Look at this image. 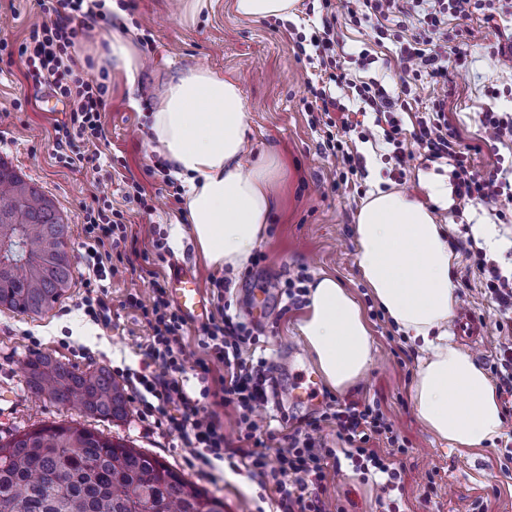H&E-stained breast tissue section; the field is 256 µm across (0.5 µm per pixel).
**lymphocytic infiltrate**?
<instances>
[{
  "label": "lymphocytic infiltrate",
  "instance_id": "f902f5d3",
  "mask_svg": "<svg viewBox=\"0 0 512 512\" xmlns=\"http://www.w3.org/2000/svg\"><path fill=\"white\" fill-rule=\"evenodd\" d=\"M39 6L45 19L33 25L19 55L29 76L49 85L57 96L72 104L66 121L56 129L58 154L64 155L67 164L99 171L102 155L94 145L104 134L102 113L107 87L76 69L71 50L79 31L71 19L78 15L108 24L112 17L104 10V0H40ZM321 10V27L309 40L318 59L319 75L316 85L310 88L312 98L305 101L304 108L323 118L327 130L325 153L334 157L340 182L349 183L361 174L362 161L350 150L346 134L354 131L367 141L378 128L385 142L393 147L398 177H405L414 155L404 148L399 115L409 109V102L389 96L377 81L359 84L349 77L335 48L337 17L331 0H321ZM418 10L423 13L420 28L400 43L402 70L437 83L447 82L450 69L465 59L463 46L451 49L436 39L446 18H467L479 12L489 23L497 14L495 0H347L351 22L374 21V31L381 39L388 33L386 20L407 17ZM356 110L374 113L373 128L359 129L351 118ZM412 137L425 153L453 157L462 198L494 207L501 215L512 211V195L504 193L502 182L494 175L474 169L469 148L461 146L441 104H433L431 111L419 118ZM82 231L83 260L88 269L85 285L91 293L79 307L93 322L104 325L108 322L105 282L112 276V250L127 240V226L116 219L111 201L103 197L95 205L84 206ZM473 263L483 276L489 298L500 310H511L512 275H503L500 267L480 250L474 252ZM127 303L139 311L149 336L140 347L143 370L127 373L126 380L137 394L144 416L166 423L180 447L203 466L219 461L233 472L246 473L263 489L271 490L277 512H345L343 506L327 496L328 473L340 466L336 450L326 447L321 436L329 427L349 444L347 457L356 470L379 474L381 491L399 486L401 469L370 446L371 441L381 439L399 451L405 445L378 402L331 400L318 417L290 427L287 447L279 449L276 456H269L264 450L265 442L276 439L278 431L263 424L259 410L275 394L272 369L265 357L250 356L257 339L245 323L230 314L228 304H217L215 313L196 329L206 356L195 362L201 389L194 397L187 392L184 379L187 357L182 340L188 323L173 306L166 288L154 285L149 299L132 294ZM212 359L224 366V382L217 389L207 384L208 362ZM206 399L216 406H234L236 438H228L215 413L204 409L202 402Z\"/></svg>",
  "mask_w": 512,
  "mask_h": 512
}]
</instances>
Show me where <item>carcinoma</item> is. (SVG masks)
Listing matches in <instances>:
<instances>
[{"instance_id":"1","label":"carcinoma","mask_w":512,"mask_h":512,"mask_svg":"<svg viewBox=\"0 0 512 512\" xmlns=\"http://www.w3.org/2000/svg\"><path fill=\"white\" fill-rule=\"evenodd\" d=\"M0 244L16 265L0 274V306L22 314L50 310L71 287L70 239L54 203L0 161ZM32 394L76 404L93 417L127 415L124 388L100 367L76 371L37 354L26 362ZM0 512H224L159 458L93 430L42 425L0 438Z\"/></svg>"}]
</instances>
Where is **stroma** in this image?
<instances>
[{
    "label": "stroma",
    "instance_id": "1",
    "mask_svg": "<svg viewBox=\"0 0 512 512\" xmlns=\"http://www.w3.org/2000/svg\"><path fill=\"white\" fill-rule=\"evenodd\" d=\"M125 19L103 26L75 19L83 35L76 46L89 54L96 42L112 30L129 33L141 65L134 85L122 74L110 73L107 107L102 114L105 136L97 147L104 166L93 173L59 162L54 150V126L65 120L71 106L59 101L46 87L28 83L18 55L34 24L43 20L37 0H0V39L8 47L0 52V158L50 198L71 227L68 251L73 264L71 288L59 303L41 315L19 314L0 307V436L24 433L44 424L64 423L85 427L153 455L166 462L207 496L224 502V512H269L271 502L258 483L234 474L229 468L209 470L191 463L165 428L142 422L134 392H127L124 419L92 417L79 408L50 399L34 400L26 385L25 362L34 354H48L79 370L104 367L117 373L137 368L138 347L148 332L141 317L125 301L129 294L148 298L153 278L170 280L173 267L189 262L201 287L210 280L228 279L226 294L231 310L257 334L258 350L274 363L294 360L293 374L282 385L312 378L316 399L296 406L286 399L273 401L274 415L296 423L319 416L331 397L339 400L379 401L383 412L406 439L405 472L398 489L380 494L371 475L356 471L343 461L331 473L329 493L346 512H384L378 497L395 502L398 512H512V460L505 446L512 442V416H506L502 435L474 450H459L436 440L419 423L411 398L418 352L397 332L386 313L373 301L356 264L354 224L356 214L374 186L395 189L430 205L439 223L448 227V245L458 260L452 269L454 283L468 282L467 300L455 313L467 312L479 320L481 336L463 342L481 367H488L500 345L512 343V325L498 328L502 315L485 295L482 279L473 265L469 247L486 249L491 259L512 269V222L498 220L483 205L464 202L454 188L452 157L418 155L402 181H395L391 145L383 138L357 143L363 158V175L357 183L337 185L336 163L321 148L324 128L312 125L302 100L308 95L316 64L299 55L293 41L301 16L285 22L269 18L247 21L233 10V0H209L196 16L179 8V0H118ZM338 18L339 48L344 66L355 81L380 82L390 95L403 88L399 41L417 25L416 18L397 17L390 35L375 41L369 22L351 23L345 0H333ZM449 44L464 34L466 60L453 70L448 84L421 79L411 85V111L402 113L405 131H412L416 113L435 99L445 102V115L462 144L477 146L473 165L481 173H496L512 183V141L486 140L480 119L493 109L512 112V67L498 57L494 46L498 31L488 28L482 15L449 20ZM369 51L370 65L358 55ZM188 66H204L238 79L249 112L246 152L256 159L276 151L286 168L278 184L280 205L274 221L241 271L207 264L191 236L173 244L165 258H140L152 232L170 237L177 224H186L183 206L173 194L174 184L163 174L165 161L152 152L145 116L155 108L170 75ZM138 182L151 200L143 211L127 186ZM448 187V204H434L429 187ZM108 196L135 236L134 247L123 248L109 288L110 326L85 318L77 305L85 294L87 272L82 264V208L95 197ZM310 277L330 274L338 278L361 302L374 337L377 354L362 378L351 388L334 392L322 379L297 332L303 309H292L282 291L299 269Z\"/></svg>",
    "mask_w": 512,
    "mask_h": 512
}]
</instances>
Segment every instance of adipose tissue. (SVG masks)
<instances>
[{
  "label": "adipose tissue",
  "mask_w": 512,
  "mask_h": 512,
  "mask_svg": "<svg viewBox=\"0 0 512 512\" xmlns=\"http://www.w3.org/2000/svg\"><path fill=\"white\" fill-rule=\"evenodd\" d=\"M96 57L134 81L139 56L124 34L104 36ZM148 130L180 182L190 235L204 259L218 268H245L278 206L274 184L284 163L273 153L244 162L248 111L238 80L200 66L179 71L150 112ZM354 233L363 283L418 346L412 399L419 422L460 450L494 441L504 428L495 389L450 329L456 257L445 225L417 200L379 188L359 208ZM298 331L337 390L353 385L376 353L361 305L331 275L309 284Z\"/></svg>",
  "instance_id": "1"
}]
</instances>
